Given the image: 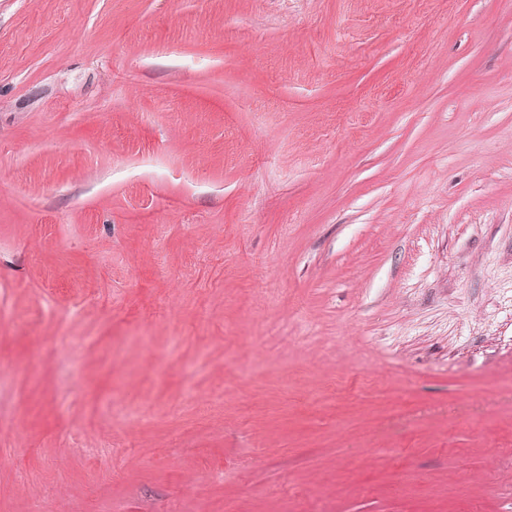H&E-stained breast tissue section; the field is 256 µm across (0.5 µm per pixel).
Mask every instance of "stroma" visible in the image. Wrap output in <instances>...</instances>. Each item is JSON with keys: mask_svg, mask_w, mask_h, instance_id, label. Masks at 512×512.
Returning <instances> with one entry per match:
<instances>
[{"mask_svg": "<svg viewBox=\"0 0 512 512\" xmlns=\"http://www.w3.org/2000/svg\"><path fill=\"white\" fill-rule=\"evenodd\" d=\"M43 503L512 512V0H0V512Z\"/></svg>", "mask_w": 512, "mask_h": 512, "instance_id": "stroma-1", "label": "stroma"}]
</instances>
